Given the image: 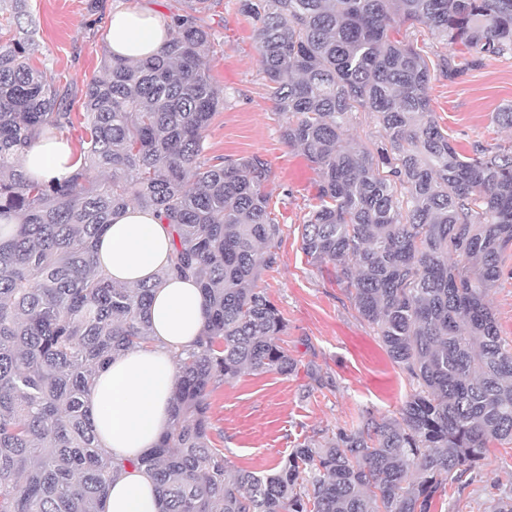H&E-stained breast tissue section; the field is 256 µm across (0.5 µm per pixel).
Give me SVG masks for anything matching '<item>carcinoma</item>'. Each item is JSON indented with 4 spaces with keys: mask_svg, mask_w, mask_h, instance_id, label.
Segmentation results:
<instances>
[{
    "mask_svg": "<svg viewBox=\"0 0 512 512\" xmlns=\"http://www.w3.org/2000/svg\"><path fill=\"white\" fill-rule=\"evenodd\" d=\"M220 0H180L174 32L140 60L104 55L82 91L78 166L41 182L20 158L74 125L73 93L31 63L34 33L0 42V512H100L125 464L154 479L160 512H432L448 481L512 445V343L486 301L512 252V145L459 153L433 118L418 25L472 59L512 56V0H240L254 22L282 139L317 171L301 224L308 263L332 267L392 362L416 386L397 417L297 443L270 474L231 471L208 397L243 372L289 375L286 323L261 271L277 263L269 163L215 159L205 132L227 93L206 71ZM375 114L368 148L345 138ZM131 203L168 224V266L112 284L97 242ZM193 277L205 329L174 353L177 389L159 444L127 463L101 447L87 401L112 356L155 344L149 306L167 276ZM347 139L355 144L370 145L378 139L379 127L371 112H353L347 125Z\"/></svg>",
    "mask_w": 512,
    "mask_h": 512,
    "instance_id": "obj_1",
    "label": "carcinoma"
}]
</instances>
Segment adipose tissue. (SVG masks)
I'll use <instances>...</instances> for the list:
<instances>
[{"label":"adipose tissue","mask_w":512,"mask_h":512,"mask_svg":"<svg viewBox=\"0 0 512 512\" xmlns=\"http://www.w3.org/2000/svg\"><path fill=\"white\" fill-rule=\"evenodd\" d=\"M170 20L151 8L117 5L106 22L112 55L140 58L159 52L170 39ZM70 142L57 137L38 140L24 153L25 173L43 182L65 178L72 170ZM171 237L155 213L128 206L112 217L95 251L98 269L113 282L132 286L152 281L168 264ZM150 316L156 343L116 356L105 364L90 398L96 434L117 459H134L153 448L169 422L177 383L173 351L193 344L205 323L202 292L195 279L171 276L154 291ZM152 478L127 468L102 501L101 512H159Z\"/></svg>","instance_id":"ef3b65f1"}]
</instances>
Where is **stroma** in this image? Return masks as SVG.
Here are the masks:
<instances>
[{
    "label": "stroma",
    "instance_id": "1",
    "mask_svg": "<svg viewBox=\"0 0 512 512\" xmlns=\"http://www.w3.org/2000/svg\"><path fill=\"white\" fill-rule=\"evenodd\" d=\"M22 25H35L34 58L48 80L81 91L101 75L104 19L115 0H25ZM214 40L204 63L229 93L206 132L210 157L257 155L274 173L266 190L280 224L277 262L261 286L288 323L281 345L297 363L293 375L246 373L210 396L213 437L233 469L265 472L314 432L355 423L362 413L397 416L413 393L390 360L373 325L364 320L332 270H317L301 250L298 229L317 188V174L280 136L281 118L263 85L252 21L239 0H223L211 21ZM435 120L458 150L474 143L512 142V127L497 118L512 110V56H491L455 79L436 76L429 90ZM512 490V447L489 448L467 485H447L434 512H489Z\"/></svg>",
    "mask_w": 512,
    "mask_h": 512
}]
</instances>
